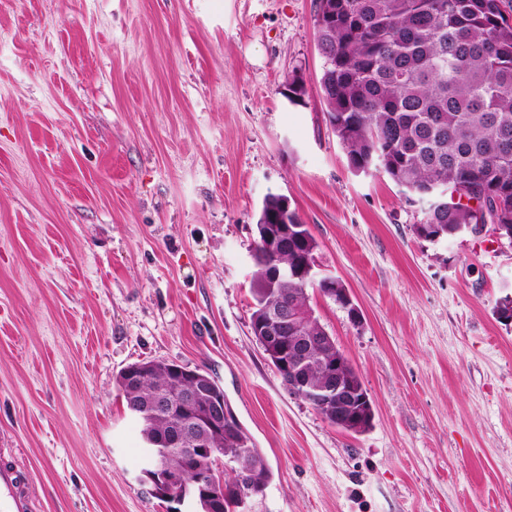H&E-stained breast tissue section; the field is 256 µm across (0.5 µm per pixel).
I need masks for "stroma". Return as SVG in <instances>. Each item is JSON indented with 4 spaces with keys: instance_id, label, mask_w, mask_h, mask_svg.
<instances>
[{
    "instance_id": "35a3bbf8",
    "label": "stroma",
    "mask_w": 512,
    "mask_h": 512,
    "mask_svg": "<svg viewBox=\"0 0 512 512\" xmlns=\"http://www.w3.org/2000/svg\"><path fill=\"white\" fill-rule=\"evenodd\" d=\"M316 0H0V462L36 512H166L129 364L209 372L273 480L253 512H512V245L419 237L348 166ZM303 81L292 97L288 81ZM360 311L309 304L374 420L337 428L253 335L268 193Z\"/></svg>"
}]
</instances>
